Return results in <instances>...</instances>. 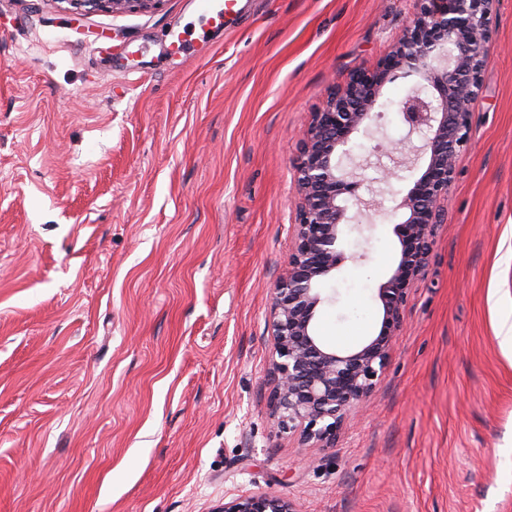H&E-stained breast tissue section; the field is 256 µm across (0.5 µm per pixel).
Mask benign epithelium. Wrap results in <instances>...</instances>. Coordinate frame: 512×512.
I'll return each mask as SVG.
<instances>
[{"mask_svg": "<svg viewBox=\"0 0 512 512\" xmlns=\"http://www.w3.org/2000/svg\"><path fill=\"white\" fill-rule=\"evenodd\" d=\"M86 12H149L162 0H66ZM404 35L372 69L352 73L331 88L312 114L296 163L297 224L288 273L273 288L270 404L281 430L300 441L332 444L345 418L365 405L389 357L402 324L409 288L420 273L434 226L441 223L456 163L467 143L471 105L481 90V73L492 47L494 0H418ZM421 74L432 88L401 102L409 133L423 134L414 161L420 176L402 197L405 219L395 225L398 254L379 285L382 319L377 335L341 351L318 332L316 313L325 302L323 283L345 258V202L358 196L364 164L356 161V135L367 130L387 78ZM224 512H295L269 493L240 497Z\"/></svg>", "mask_w": 512, "mask_h": 512, "instance_id": "7a95c632", "label": "benign epithelium"}]
</instances>
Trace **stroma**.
Masks as SVG:
<instances>
[{"label": "stroma", "instance_id": "1", "mask_svg": "<svg viewBox=\"0 0 512 512\" xmlns=\"http://www.w3.org/2000/svg\"><path fill=\"white\" fill-rule=\"evenodd\" d=\"M415 0H251L206 30L196 0L81 13L0 0V512H221L273 493L296 512H512V0L443 223L390 358L333 445L270 419L272 289L288 270L296 159L331 86L372 68ZM188 30L186 54L165 33ZM382 88L323 335H377L378 287L421 145Z\"/></svg>", "mask_w": 512, "mask_h": 512}]
</instances>
